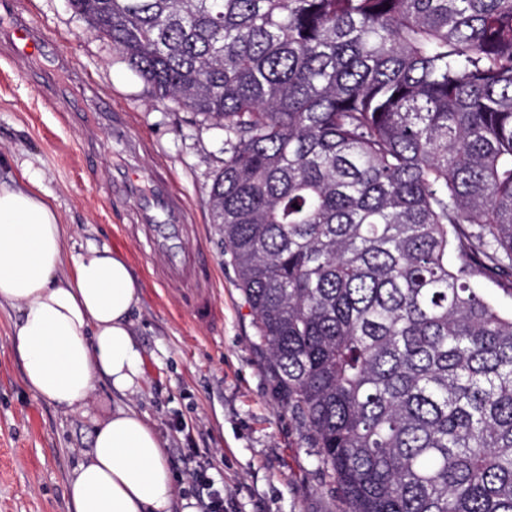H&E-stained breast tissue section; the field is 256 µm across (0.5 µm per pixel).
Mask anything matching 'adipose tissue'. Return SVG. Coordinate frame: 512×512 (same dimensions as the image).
I'll use <instances>...</instances> for the list:
<instances>
[{
	"label": "adipose tissue",
	"instance_id": "1",
	"mask_svg": "<svg viewBox=\"0 0 512 512\" xmlns=\"http://www.w3.org/2000/svg\"><path fill=\"white\" fill-rule=\"evenodd\" d=\"M64 238L37 178L0 182V304L20 311L14 344L24 383L76 413L100 381L124 394L142 385L130 322L139 283L120 254L91 247L71 257ZM67 496L69 512H172L174 484L158 432L132 408L114 411L73 470Z\"/></svg>",
	"mask_w": 512,
	"mask_h": 512
}]
</instances>
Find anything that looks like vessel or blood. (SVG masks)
Segmentation results:
<instances>
[{"label": "vessel or blood", "instance_id": "b4317fda", "mask_svg": "<svg viewBox=\"0 0 512 512\" xmlns=\"http://www.w3.org/2000/svg\"><path fill=\"white\" fill-rule=\"evenodd\" d=\"M0 38L4 39L14 57L26 59L43 53L45 43L40 32L22 19H14L8 26L0 28ZM87 87L77 88L74 95L65 98L64 105L69 121L80 123L85 130L87 145L98 146V132L107 129L113 145L127 155H135L140 143L128 134L119 113L99 110L87 114ZM109 193L113 202H130L136 205L135 223L145 225L144 237L146 254L166 255L165 268L157 273V278L168 290L179 294L191 319L197 323H211L216 318L210 293L211 274L207 264L193 260L184 242L190 226L182 199L174 193L168 180L162 176L141 178L131 169H117L112 178Z\"/></svg>", "mask_w": 512, "mask_h": 512}]
</instances>
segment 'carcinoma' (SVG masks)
<instances>
[{
	"label": "carcinoma",
	"instance_id": "obj_1",
	"mask_svg": "<svg viewBox=\"0 0 512 512\" xmlns=\"http://www.w3.org/2000/svg\"><path fill=\"white\" fill-rule=\"evenodd\" d=\"M224 131L211 223L351 512H512V0H68Z\"/></svg>",
	"mask_w": 512,
	"mask_h": 512
}]
</instances>
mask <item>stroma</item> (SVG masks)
Returning <instances> with one entry per match:
<instances>
[{
	"mask_svg": "<svg viewBox=\"0 0 512 512\" xmlns=\"http://www.w3.org/2000/svg\"><path fill=\"white\" fill-rule=\"evenodd\" d=\"M53 43V60L17 61L0 46V180L35 174L66 229L68 252L107 247L128 262L140 285L132 330L142 358L136 394L100 382L86 414L36 398L23 381L13 346L18 311L0 307V512H68L67 482L92 447L97 424L129 407L156 429L167 450L176 499H192L203 467L224 488V512H350L325 474L306 427L280 393L269 353L210 219L209 191L224 164V133L196 124L193 113L154 100L106 39L90 33L68 0H11ZM79 75L113 111L124 113L142 142V175L166 173L187 205L196 235L189 246L213 274L215 323L197 324L178 295L153 279L161 265L121 227L129 206L106 196L116 158L86 150L81 126L50 107L44 75Z\"/></svg>",
	"mask_w": 512,
	"mask_h": 512,
	"instance_id": "stroma-1",
	"label": "stroma"
}]
</instances>
